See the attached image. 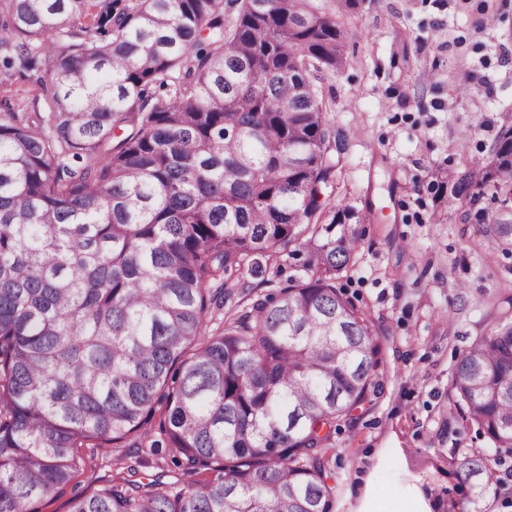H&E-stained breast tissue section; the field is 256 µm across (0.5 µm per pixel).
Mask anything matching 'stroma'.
Returning <instances> with one entry per match:
<instances>
[{
    "mask_svg": "<svg viewBox=\"0 0 512 512\" xmlns=\"http://www.w3.org/2000/svg\"><path fill=\"white\" fill-rule=\"evenodd\" d=\"M339 22L347 66L318 72L315 87L345 141L331 200L366 221L336 285L373 322L385 374L329 451L331 512H380L386 495L409 512H461L474 492L461 485L456 461L491 443L463 427L452 377L494 306L512 296V253L466 217L464 204L436 199L431 184L484 161L512 111V0H364ZM308 259L292 243L213 283L207 335L304 276ZM165 416L160 403L141 431L88 441L71 481L35 512H70L75 496L119 478L138 486L160 477L173 493L206 481L178 466Z\"/></svg>",
    "mask_w": 512,
    "mask_h": 512,
    "instance_id": "1",
    "label": "stroma"
}]
</instances>
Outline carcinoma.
Returning <instances> with one entry per match:
<instances>
[{
    "mask_svg": "<svg viewBox=\"0 0 512 512\" xmlns=\"http://www.w3.org/2000/svg\"><path fill=\"white\" fill-rule=\"evenodd\" d=\"M364 0H3L0 66L32 77L0 115V512L70 482L77 449L166 403L179 464L215 477L77 498L72 512H330L339 423L382 389L377 332L338 288L361 246L326 203L343 143L312 74L341 71ZM236 7L232 25L225 6ZM512 246V116L440 178ZM306 276L205 337L210 283L297 241ZM473 512L512 453V313L462 353Z\"/></svg>",
    "mask_w": 512,
    "mask_h": 512,
    "instance_id": "cac0c4a2",
    "label": "carcinoma"
}]
</instances>
